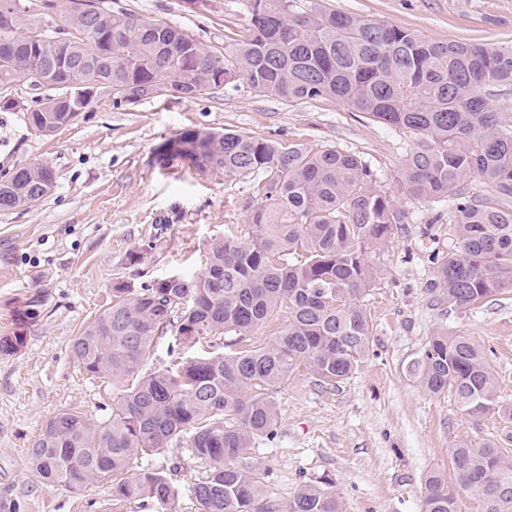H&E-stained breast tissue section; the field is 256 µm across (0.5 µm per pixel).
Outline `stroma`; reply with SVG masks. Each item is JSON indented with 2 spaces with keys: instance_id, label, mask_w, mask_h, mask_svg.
<instances>
[{
  "instance_id": "stroma-1",
  "label": "stroma",
  "mask_w": 512,
  "mask_h": 512,
  "mask_svg": "<svg viewBox=\"0 0 512 512\" xmlns=\"http://www.w3.org/2000/svg\"><path fill=\"white\" fill-rule=\"evenodd\" d=\"M111 2L206 44L223 45L249 26L243 0ZM319 2L434 41L512 45V0ZM51 94L24 80L0 86V100L15 103L0 109V175L34 163L55 173L54 189L35 206L0 210V336L24 338L16 352L0 355V512H196L191 487L205 468L182 444L134 460V469L171 478L177 495L166 504L114 505L105 481L79 491L50 488L29 464L32 443L58 412L77 410L100 424L117 406L120 389L84 371L70 352L111 301L113 284L138 288L194 273L210 239L247 221L239 205L245 184L154 164L157 144L188 126L357 153L406 215L371 255L381 275L365 297L373 344L358 371L326 389L300 370L274 394L277 432L258 440L252 454L280 507L305 482L327 476L343 512H423V477L448 466L449 448L491 441L512 449V427L497 414H462L451 397L423 391L410 370L437 332L467 337L492 350L502 399L512 406V292L470 310L437 302L433 258L456 250L458 236L452 213L406 197L394 180L413 135L374 123L337 97L288 102L242 83L217 98L171 94L136 106L114 105L103 90L75 121L45 136L26 112ZM134 250L142 254L135 265L128 260Z\"/></svg>"
}]
</instances>
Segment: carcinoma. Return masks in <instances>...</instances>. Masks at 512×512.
<instances>
[{
    "label": "carcinoma",
    "mask_w": 512,
    "mask_h": 512,
    "mask_svg": "<svg viewBox=\"0 0 512 512\" xmlns=\"http://www.w3.org/2000/svg\"><path fill=\"white\" fill-rule=\"evenodd\" d=\"M69 27L45 29V41L68 35L59 61L92 63L70 74L45 72V52L26 41L40 30L19 0H0V84L38 71L57 90L27 113L49 135L90 106L87 97L125 94L139 105L167 93L194 98L242 81L288 101L343 99L383 126L415 136L396 180L405 196L446 202L457 216L459 248L441 258L433 287L439 302L474 307L512 288V113L493 104L512 84V47L430 41L385 21L326 10L314 0H246L247 35L209 46L167 23H148L108 0H49ZM69 95L57 104V96ZM154 164H186L203 178L250 182L239 206L248 223L207 246L205 267L171 274L136 289L112 288V302L76 337L71 353L89 373L132 379L112 419L94 428L82 414L52 417L30 450L44 483L80 490L107 480L112 499L166 503L177 491L152 469L129 473L136 454L151 455L186 438L193 458L208 465L192 492L197 512H280L264 484L262 464L247 456L272 438L276 389L300 369L319 386L348 379L373 343L362 300L379 278L370 254L391 238L403 214L376 188L362 156L337 147L312 151L299 143L234 130L185 128L157 145ZM486 185L474 194L469 182ZM54 182L46 164L26 167L23 180L0 181V209L30 207ZM288 323L269 340L259 331L276 310ZM175 331L189 348L226 336L228 351L182 355L157 372L135 376L156 337ZM421 388L449 395L464 414L496 412L511 420L495 373L464 336L440 332L412 365ZM450 467L423 480L425 512H461L462 495L482 512H512V452L493 443L448 449ZM288 512H343L335 482L305 483Z\"/></svg>",
    "instance_id": "carcinoma-1"
}]
</instances>
